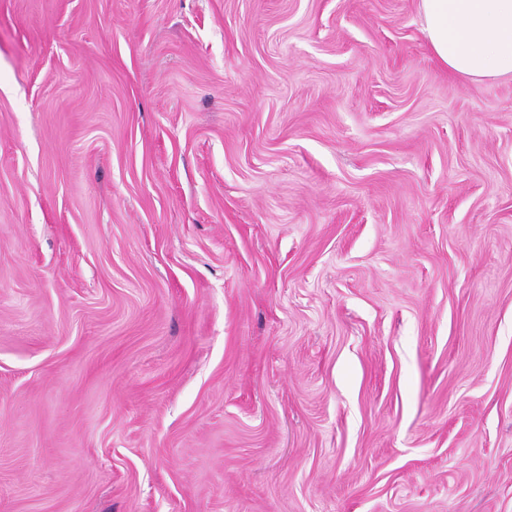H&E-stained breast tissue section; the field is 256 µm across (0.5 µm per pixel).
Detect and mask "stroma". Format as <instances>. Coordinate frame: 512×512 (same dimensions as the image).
<instances>
[{"instance_id": "35a3bbf8", "label": "stroma", "mask_w": 512, "mask_h": 512, "mask_svg": "<svg viewBox=\"0 0 512 512\" xmlns=\"http://www.w3.org/2000/svg\"><path fill=\"white\" fill-rule=\"evenodd\" d=\"M0 512H512V79L418 0H0Z\"/></svg>"}]
</instances>
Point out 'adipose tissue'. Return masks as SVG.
<instances>
[{"instance_id":"1","label":"adipose tissue","mask_w":512,"mask_h":512,"mask_svg":"<svg viewBox=\"0 0 512 512\" xmlns=\"http://www.w3.org/2000/svg\"><path fill=\"white\" fill-rule=\"evenodd\" d=\"M436 62L458 80L512 77V0H419Z\"/></svg>"}]
</instances>
